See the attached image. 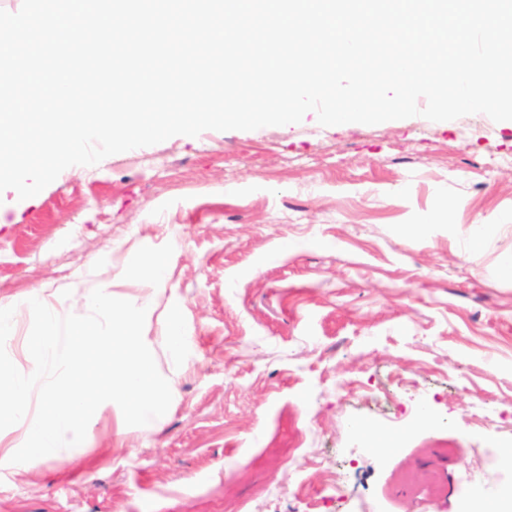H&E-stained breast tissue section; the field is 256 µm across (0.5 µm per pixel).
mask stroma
Here are the masks:
<instances>
[{
    "label": "stroma",
    "instance_id": "obj_1",
    "mask_svg": "<svg viewBox=\"0 0 512 512\" xmlns=\"http://www.w3.org/2000/svg\"><path fill=\"white\" fill-rule=\"evenodd\" d=\"M0 203V299L174 246L143 329L168 411L149 431L103 415L78 457L0 463V512H469L512 487L502 465L460 481L473 449L512 447L511 123L310 112ZM480 224L497 230L475 255Z\"/></svg>",
    "mask_w": 512,
    "mask_h": 512
}]
</instances>
